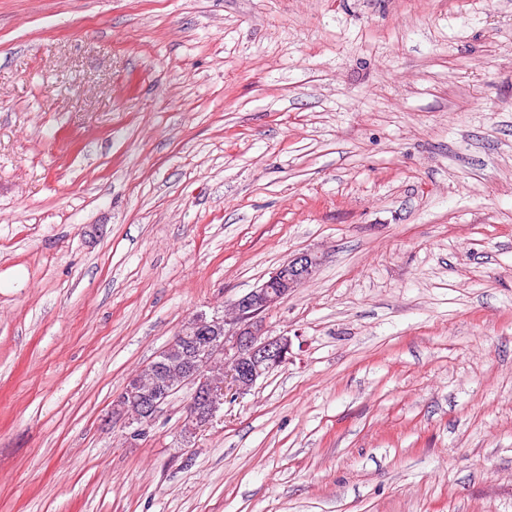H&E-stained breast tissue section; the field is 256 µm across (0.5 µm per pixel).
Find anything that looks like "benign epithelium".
Instances as JSON below:
<instances>
[{
    "label": "benign epithelium",
    "instance_id": "benign-epithelium-1",
    "mask_svg": "<svg viewBox=\"0 0 512 512\" xmlns=\"http://www.w3.org/2000/svg\"><path fill=\"white\" fill-rule=\"evenodd\" d=\"M322 256L306 251L288 259L271 273L258 288L232 302L224 315L194 314L180 329V335L203 336L211 340L200 355H176L164 352L151 366L148 378L136 374L113 404V413L132 427L129 437L140 436L153 418L157 403H145L157 394L160 382H170L172 370L189 377L196 384L195 393L204 403V411L187 417L184 429L193 436L212 421L224 404V391L250 390L256 382L288 361L291 338L266 334L263 316L276 308L296 288L315 275Z\"/></svg>",
    "mask_w": 512,
    "mask_h": 512
}]
</instances>
